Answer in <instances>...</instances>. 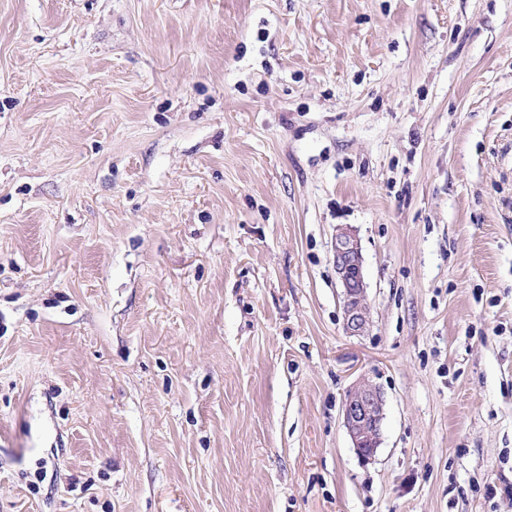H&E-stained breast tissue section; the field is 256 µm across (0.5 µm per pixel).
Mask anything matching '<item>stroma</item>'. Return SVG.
Wrapping results in <instances>:
<instances>
[{
	"mask_svg": "<svg viewBox=\"0 0 512 512\" xmlns=\"http://www.w3.org/2000/svg\"><path fill=\"white\" fill-rule=\"evenodd\" d=\"M0 512H512V0H0ZM333 264L342 287L344 328L350 336L365 335L371 324L360 243L351 228L338 227L333 241ZM384 406L381 388L369 380L359 382L345 396L344 425L361 462L372 461L381 444Z\"/></svg>",
	"mask_w": 512,
	"mask_h": 512,
	"instance_id": "1",
	"label": "stroma"
}]
</instances>
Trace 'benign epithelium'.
I'll use <instances>...</instances> for the list:
<instances>
[{"mask_svg": "<svg viewBox=\"0 0 512 512\" xmlns=\"http://www.w3.org/2000/svg\"><path fill=\"white\" fill-rule=\"evenodd\" d=\"M333 264L342 287L343 321L347 334L365 335L371 324L360 243L351 228L339 227L333 241ZM385 398L381 388L368 380L348 391L343 402L344 425L357 457L372 461L381 444Z\"/></svg>", "mask_w": 512, "mask_h": 512, "instance_id": "obj_1", "label": "benign epithelium"}]
</instances>
